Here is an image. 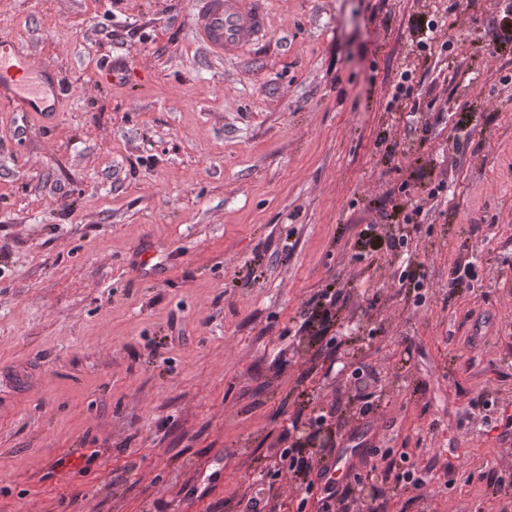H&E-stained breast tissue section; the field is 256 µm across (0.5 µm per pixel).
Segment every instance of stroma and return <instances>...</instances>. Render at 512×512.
Wrapping results in <instances>:
<instances>
[{
	"instance_id": "1",
	"label": "stroma",
	"mask_w": 512,
	"mask_h": 512,
	"mask_svg": "<svg viewBox=\"0 0 512 512\" xmlns=\"http://www.w3.org/2000/svg\"><path fill=\"white\" fill-rule=\"evenodd\" d=\"M267 2L217 60L0 0L63 86L0 104V512H239L319 414L387 512H512V0Z\"/></svg>"
}]
</instances>
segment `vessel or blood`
I'll return each instance as SVG.
<instances>
[{"mask_svg": "<svg viewBox=\"0 0 512 512\" xmlns=\"http://www.w3.org/2000/svg\"><path fill=\"white\" fill-rule=\"evenodd\" d=\"M267 21L266 0H196L190 29L211 56L235 58L265 34ZM60 89L53 67L36 64L22 42L0 37V102L41 117L43 127L49 128L54 115L47 110L45 99Z\"/></svg>", "mask_w": 512, "mask_h": 512, "instance_id": "vessel-or-blood-1", "label": "vessel or blood"}]
</instances>
